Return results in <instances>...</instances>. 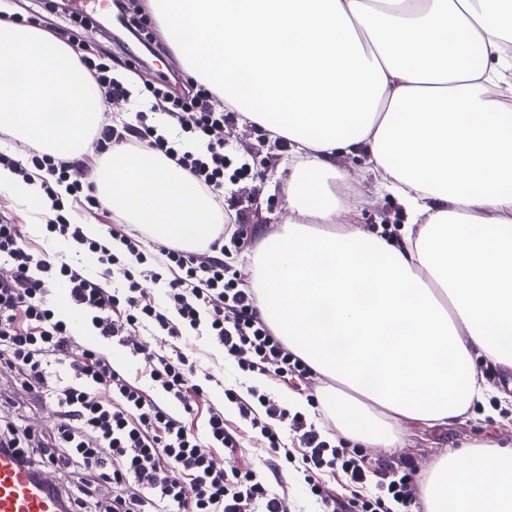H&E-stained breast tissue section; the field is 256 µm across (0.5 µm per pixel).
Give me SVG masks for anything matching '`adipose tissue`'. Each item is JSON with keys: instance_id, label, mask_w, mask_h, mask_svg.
<instances>
[{"instance_id": "adipose-tissue-1", "label": "adipose tissue", "mask_w": 512, "mask_h": 512, "mask_svg": "<svg viewBox=\"0 0 512 512\" xmlns=\"http://www.w3.org/2000/svg\"><path fill=\"white\" fill-rule=\"evenodd\" d=\"M186 68L240 123L287 141L288 215L248 269L261 317L315 373L334 428L397 447L447 425L512 367V0H151ZM364 154L418 227L351 223L333 189ZM112 215L194 250L224 213L152 150L95 175ZM424 512H512V448L449 450Z\"/></svg>"}]
</instances>
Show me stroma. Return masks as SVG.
<instances>
[{"label": "stroma", "mask_w": 512, "mask_h": 512, "mask_svg": "<svg viewBox=\"0 0 512 512\" xmlns=\"http://www.w3.org/2000/svg\"><path fill=\"white\" fill-rule=\"evenodd\" d=\"M0 12L21 19L36 17L39 29L52 32L60 41L77 46L81 56L110 63L114 77L127 87L126 95L113 98L107 113L112 125L118 128L138 124L147 117L155 128L168 126L164 112L147 104L155 85L153 69L172 71L173 85L182 88L189 74L179 59L178 49L164 37L162 24L154 18L149 0H132L129 18L155 56L151 68L133 65L127 47L103 29L112 13L111 0H100L91 20L74 21L69 13L60 12L54 0H0ZM224 153L234 166H247L248 173L224 180V214L233 224L247 227L244 242H226L224 261L232 270L243 272L248 255L257 248L266 233L276 230L285 215V190L290 170L287 144L269 139L267 133L252 126L240 124L237 117L224 121ZM336 164L349 179L352 219L361 228L381 235H399L408 216L397 200L379 189L380 177L366 164L363 157L345 154ZM0 213L19 225L33 247L51 257H62L95 276L100 267L95 255L62 241L49 233L46 223L50 218L40 199H21L0 192ZM82 344L110 353L115 364L125 369L140 384H147L141 365L128 348L95 336L89 315L80 314ZM178 346L186 356L200 360L208 368L212 379L205 382L204 401L195 415V426H202L209 408L223 409L224 420L230 429L239 431L240 446L234 454L217 453L216 459L225 470L252 467L260 471L269 489L284 498L288 512H320L321 505L309 489L306 474L291 464L273 466V455L266 441L242 419L236 404L228 402L225 389L231 388L241 397H248L250 389L271 394L289 413H303L311 421H320L321 409L314 402L320 389L327 386V378L309 374L303 378L277 381L261 371L241 369L236 362L225 360L218 342L196 331H186ZM477 367L486 382L496 390L491 407L472 405L464 414L445 426H431L419 421H408L400 427L398 447L367 448L363 454L371 468L388 464L408 467L414 474L416 486H423L435 464L449 449L470 444L496 442L512 445V399L506 397L512 373L505 366L478 359Z\"/></svg>", "instance_id": "stroma-1"}]
</instances>
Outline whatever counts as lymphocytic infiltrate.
Returning a JSON list of instances; mask_svg holds the SVG:
<instances>
[{"label":"lymphocytic infiltrate","instance_id":"lymphocytic-infiltrate-1","mask_svg":"<svg viewBox=\"0 0 512 512\" xmlns=\"http://www.w3.org/2000/svg\"><path fill=\"white\" fill-rule=\"evenodd\" d=\"M154 93L160 98L159 110L184 133L203 140L204 149L181 150L147 124L120 133L105 118L95 136L99 154L108 153L115 144L163 153L190 172L215 203H223L227 161L219 134L224 114L214 110L212 91L200 85L179 96L160 86ZM84 164L80 157L36 149L26 164L0 155V165L14 169L22 180L41 177L45 192H52L55 183H66L70 198L55 203L56 214L46 228L96 254L104 267L101 276L90 278L66 261L36 258L18 226L0 215V260L10 266L8 275L0 276V369L14 374L32 400H48L56 408L50 433L38 435L14 421L0 427V449L13 451L32 469L72 473V482L61 489L69 512H286L282 499L269 494L256 471L228 472L216 463L217 449L231 452L239 445L235 432L224 423L223 410L210 409L204 433L187 424L204 389L198 378L199 361L186 358L176 345L185 329L205 328L223 346L225 358L241 368L269 367L279 379L309 372L261 318L252 290L240 287L224 263V240H240L242 225L217 228L206 257L177 245L162 248L154 262L167 272V302L158 304L146 298L135 274L107 245L108 240L117 239L129 252H138L144 231L110 224L103 242L87 238L71 218L72 210L104 207L91 182L71 177ZM117 275L125 282L120 295L108 285ZM51 282L65 288L72 304L90 313L98 336L111 339L119 332L128 333L124 345L143 366L150 388L132 383L108 354L72 340L68 323L57 317L46 300ZM143 325L152 326L157 336L169 341L168 350L149 351L132 341V333ZM62 362L71 374L66 381L51 370ZM157 390L167 395V402L154 398ZM173 401L179 411L170 409ZM237 404L241 417L259 430L274 456L308 472L310 491L321 497L328 512H388L389 501L414 502L412 477L398 470L381 478L379 495H366L371 470L364 458L353 449L330 446L314 423L299 414L289 415L271 396L258 395L253 403L241 398ZM258 405L264 407V416L256 415ZM276 417L291 420L299 432L305 448L302 457L286 452L279 433L269 427V419ZM325 469L342 472L354 491L351 498L340 501L325 496L316 477ZM104 483L113 488L106 506L97 497V488Z\"/></svg>","mask_w":512,"mask_h":512}]
</instances>
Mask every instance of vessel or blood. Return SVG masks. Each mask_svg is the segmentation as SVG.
Returning a JSON list of instances; mask_svg holds the SVG:
<instances>
[{"label":"vessel or blood","mask_w":512,"mask_h":512,"mask_svg":"<svg viewBox=\"0 0 512 512\" xmlns=\"http://www.w3.org/2000/svg\"><path fill=\"white\" fill-rule=\"evenodd\" d=\"M52 472L30 473L13 454L0 451V512H65Z\"/></svg>","instance_id":"obj_1"}]
</instances>
